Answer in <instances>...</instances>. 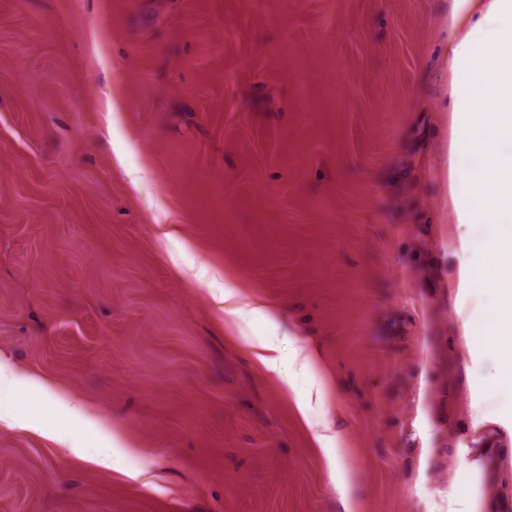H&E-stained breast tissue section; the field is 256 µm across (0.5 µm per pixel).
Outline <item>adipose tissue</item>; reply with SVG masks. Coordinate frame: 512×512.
<instances>
[{"instance_id": "obj_1", "label": "adipose tissue", "mask_w": 512, "mask_h": 512, "mask_svg": "<svg viewBox=\"0 0 512 512\" xmlns=\"http://www.w3.org/2000/svg\"><path fill=\"white\" fill-rule=\"evenodd\" d=\"M448 73V194L465 243L473 225L512 223V0H450ZM487 246L496 256L494 272L479 278L477 260H462L461 284L493 291L504 272L512 271V236L491 237ZM466 331L512 361V293L503 299L492 330L470 324ZM23 391L37 399L19 417L12 400ZM49 411L74 423L85 420L82 409L58 397L49 384L20 377L0 363V421L37 427Z\"/></svg>"}]
</instances>
